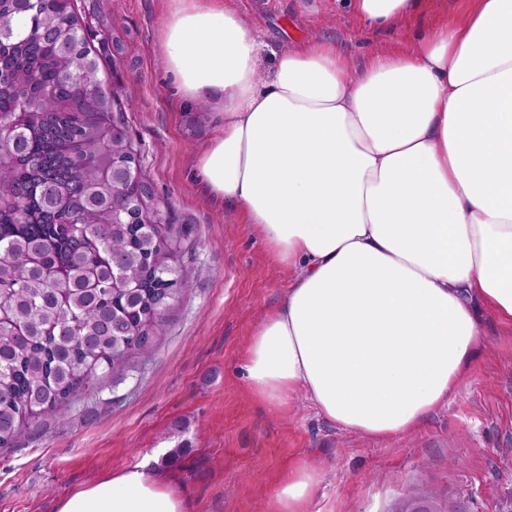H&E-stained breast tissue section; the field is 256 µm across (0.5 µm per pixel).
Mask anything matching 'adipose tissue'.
I'll list each match as a JSON object with an SVG mask.
<instances>
[{"label":"adipose tissue","instance_id":"ef3b65f1","mask_svg":"<svg viewBox=\"0 0 512 512\" xmlns=\"http://www.w3.org/2000/svg\"><path fill=\"white\" fill-rule=\"evenodd\" d=\"M387 30L422 0H343ZM223 0H173L163 53L182 97L220 120L195 168L293 277L246 352L251 393L304 395L374 439L421 429L480 349V311L512 326V0H477L404 53L350 71L341 50L282 54ZM321 468L296 461L268 512H308ZM57 512H187L172 473L137 464Z\"/></svg>","mask_w":512,"mask_h":512}]
</instances>
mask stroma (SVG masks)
<instances>
[{
  "label": "stroma",
  "mask_w": 512,
  "mask_h": 512,
  "mask_svg": "<svg viewBox=\"0 0 512 512\" xmlns=\"http://www.w3.org/2000/svg\"><path fill=\"white\" fill-rule=\"evenodd\" d=\"M263 51L259 78L278 56L315 42L338 45L351 70L376 52L406 49L443 23L463 22L471 0H427L413 18L375 31L336 0H225ZM107 64L141 172L159 206L191 227L199 276L169 313L166 336L139 370L94 390L63 417L36 422L0 448V512H57L71 491L139 464L155 449L174 464L188 512H267L300 457L323 479L310 512H397L408 492L455 502L461 512H512V331L483 314L481 350L418 431L379 441L342 429L304 400L271 411L249 390L245 354L281 302L291 273L241 213L203 192L193 164L217 125L181 98L162 48L172 0H77Z\"/></svg>",
  "instance_id": "stroma-1"
}]
</instances>
